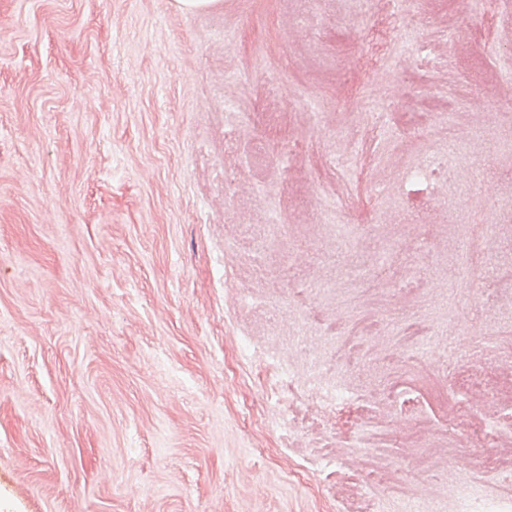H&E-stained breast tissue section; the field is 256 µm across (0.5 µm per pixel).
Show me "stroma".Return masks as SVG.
Masks as SVG:
<instances>
[{
    "label": "stroma",
    "instance_id": "stroma-1",
    "mask_svg": "<svg viewBox=\"0 0 512 512\" xmlns=\"http://www.w3.org/2000/svg\"><path fill=\"white\" fill-rule=\"evenodd\" d=\"M223 2L0 0V512H347L356 465L386 472L381 512H512L425 391L512 419L457 380L512 365V241L488 229L512 225V0L412 19L409 97H448L415 130L382 95L353 113L373 64L400 67L368 0ZM282 86L302 155L263 114ZM421 158L446 222L406 202ZM299 336L361 427L280 429L261 381L276 356L306 374ZM396 382L413 419L381 401Z\"/></svg>",
    "mask_w": 512,
    "mask_h": 512
}]
</instances>
